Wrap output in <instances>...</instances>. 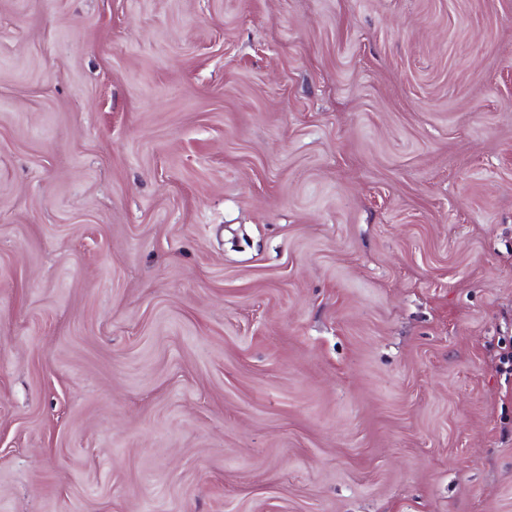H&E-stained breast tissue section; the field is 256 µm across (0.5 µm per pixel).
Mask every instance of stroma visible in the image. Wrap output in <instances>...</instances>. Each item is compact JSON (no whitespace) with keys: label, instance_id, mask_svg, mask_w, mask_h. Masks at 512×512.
<instances>
[{"label":"stroma","instance_id":"1","mask_svg":"<svg viewBox=\"0 0 512 512\" xmlns=\"http://www.w3.org/2000/svg\"><path fill=\"white\" fill-rule=\"evenodd\" d=\"M512 0H0V512H512Z\"/></svg>","mask_w":512,"mask_h":512}]
</instances>
